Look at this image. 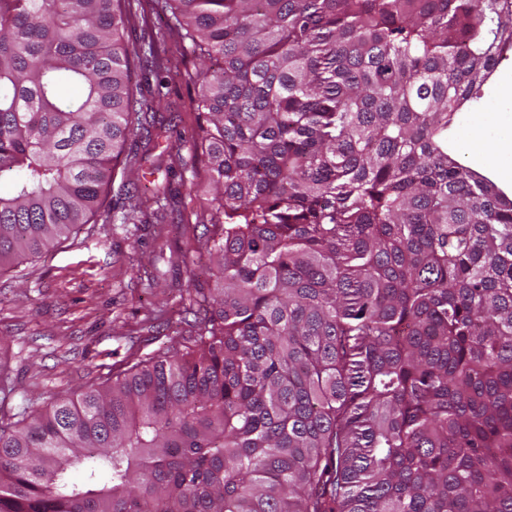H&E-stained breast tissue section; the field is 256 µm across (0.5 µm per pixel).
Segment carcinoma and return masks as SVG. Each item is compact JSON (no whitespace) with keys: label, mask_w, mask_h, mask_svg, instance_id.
I'll use <instances>...</instances> for the list:
<instances>
[{"label":"carcinoma","mask_w":512,"mask_h":512,"mask_svg":"<svg viewBox=\"0 0 512 512\" xmlns=\"http://www.w3.org/2000/svg\"><path fill=\"white\" fill-rule=\"evenodd\" d=\"M156 2L202 66L205 314L0 418V512H512V201L448 155L512 0ZM130 6L0 0V269L90 223L156 126Z\"/></svg>","instance_id":"obj_1"}]
</instances>
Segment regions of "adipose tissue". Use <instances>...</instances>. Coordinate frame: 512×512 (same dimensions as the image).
<instances>
[{"instance_id": "obj_1", "label": "adipose tissue", "mask_w": 512, "mask_h": 512, "mask_svg": "<svg viewBox=\"0 0 512 512\" xmlns=\"http://www.w3.org/2000/svg\"><path fill=\"white\" fill-rule=\"evenodd\" d=\"M482 118L488 132L472 156L475 166L491 173L505 188L512 190V115L486 112Z\"/></svg>"}]
</instances>
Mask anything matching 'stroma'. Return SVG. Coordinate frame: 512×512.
<instances>
[{"label": "stroma", "mask_w": 512, "mask_h": 512, "mask_svg": "<svg viewBox=\"0 0 512 512\" xmlns=\"http://www.w3.org/2000/svg\"><path fill=\"white\" fill-rule=\"evenodd\" d=\"M167 23V13L153 0H134L124 41L137 50L143 36H160L166 84L140 69L134 82L139 97L164 100L157 118L169 152L155 148L145 131H135L123 153L138 162L106 188L91 223L41 256L0 272V381L12 390L11 399L0 403L2 415L44 409L100 386L126 363L194 332L188 301L158 279L169 269V255L154 241L152 225L124 224L113 212L119 183L131 189L165 186L175 197L163 218L171 244L188 247L209 228L210 189L193 182L196 90L191 77L200 65L177 49ZM495 86V79H488L479 97L453 116L448 153L459 162L480 146L479 134L466 136L461 128L477 126L488 100H495L497 111L512 113V95H496ZM133 257L142 261L143 271L131 269Z\"/></svg>", "instance_id": "stroma-1"}]
</instances>
